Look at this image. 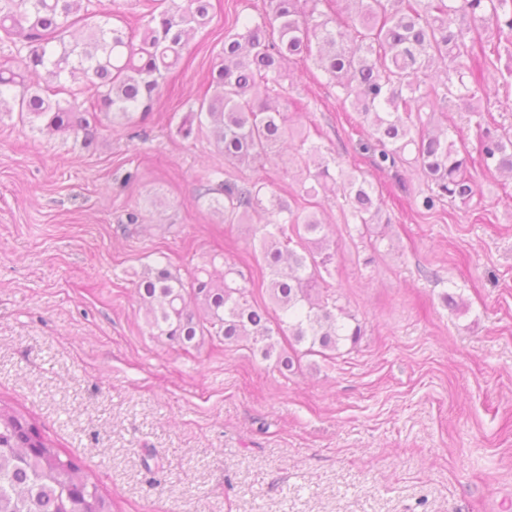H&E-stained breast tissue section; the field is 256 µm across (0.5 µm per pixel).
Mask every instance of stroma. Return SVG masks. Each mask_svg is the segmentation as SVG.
Instances as JSON below:
<instances>
[{
    "mask_svg": "<svg viewBox=\"0 0 512 512\" xmlns=\"http://www.w3.org/2000/svg\"><path fill=\"white\" fill-rule=\"evenodd\" d=\"M150 116L95 146L0 120V398L29 412L112 499V512H512V180L482 166L469 204L423 213L415 164L379 172L360 118L312 62L287 67L279 103L377 187L379 250L325 204L328 286L364 333L334 357L276 368L249 344L184 349L150 327L135 288L166 255L189 277L223 252L259 276L247 224L196 198L224 157L168 119L204 93L227 33L263 0H212ZM487 74L489 126L512 132V34ZM294 153L233 169L292 208ZM137 213L138 223L128 221ZM459 284L464 309L445 307Z\"/></svg>",
    "mask_w": 512,
    "mask_h": 512,
    "instance_id": "35a3bbf8",
    "label": "stroma"
}]
</instances>
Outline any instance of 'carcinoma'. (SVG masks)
I'll return each mask as SVG.
<instances>
[{
  "mask_svg": "<svg viewBox=\"0 0 512 512\" xmlns=\"http://www.w3.org/2000/svg\"><path fill=\"white\" fill-rule=\"evenodd\" d=\"M327 11L316 9L318 2ZM268 9L224 37L221 61L211 72L212 92L196 99L177 132L207 134L224 161L261 162L280 154L286 117L269 94L282 87L286 65L311 59L336 86V102L359 111L379 171L397 167L405 152L427 181L417 206L432 212L445 201L467 204L477 194L469 176L472 157L457 143L455 127L433 132L412 114L448 102L475 119L485 170L512 179V138L483 127L479 105L486 74L499 57L487 32H512V0H266ZM211 0H145L139 26L112 23L94 0H0V41L23 52L15 65H0V112L49 136L66 135L93 146L98 113L130 122L154 111L161 83L183 58L190 31L211 21ZM93 91L97 107L80 98ZM299 193L315 199L329 186L343 193L347 224L361 234L379 223L381 198L358 170H347L321 147L300 141ZM201 196L241 224L255 225L262 286L277 306L248 300L247 288L227 274L199 270L189 281L159 260L137 284L149 324L183 348L197 338L260 346L281 369L294 360L277 350L274 334L310 355L336 354L363 334L356 317L324 287L336 254L315 212L300 215L259 181L210 172ZM0 512H112L102 493L64 451L53 445L20 408L0 399Z\"/></svg>",
  "mask_w": 512,
  "mask_h": 512,
  "instance_id": "1",
  "label": "carcinoma"
}]
</instances>
